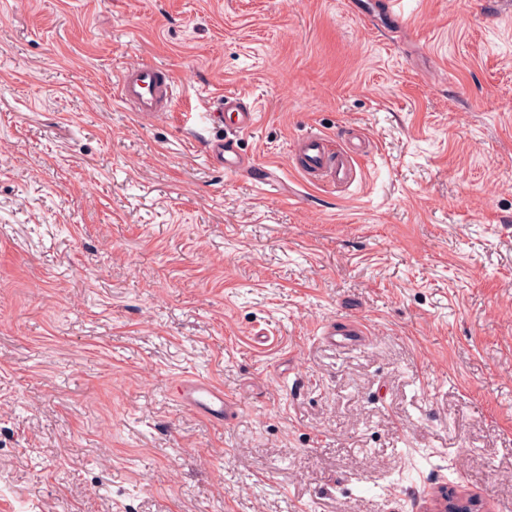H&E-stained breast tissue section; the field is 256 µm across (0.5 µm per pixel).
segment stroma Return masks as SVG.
I'll return each mask as SVG.
<instances>
[{"label":"stroma","mask_w":512,"mask_h":512,"mask_svg":"<svg viewBox=\"0 0 512 512\" xmlns=\"http://www.w3.org/2000/svg\"><path fill=\"white\" fill-rule=\"evenodd\" d=\"M400 7L0 0V512H512V0ZM146 61L152 118L118 100ZM348 127L352 184L294 170ZM368 1L369 0H349L347 3L351 11L361 16L367 25L374 26L375 24H378L376 16L377 13L373 9L372 3ZM397 1L398 0H385L382 6V11H378L377 15L380 17L382 13L389 19L395 20L397 23L403 22L402 18L397 15L395 11ZM120 99L141 117L166 111L173 99V81L162 66L146 62L122 71L118 78ZM211 115L213 121L218 120L221 123L224 116L229 115L233 117V122L229 127L224 125V137L215 138L205 146L209 158L224 166L226 172L241 171L244 169V160L238 151L237 136L240 132L255 126L257 112L242 96L225 93L218 100L216 109ZM320 336L334 345L350 346L365 340L368 331L360 323L340 321L322 326ZM172 391L185 406L213 422H226L237 411L224 391L207 380H182L173 385Z\"/></svg>","instance_id":"35a3bbf8"}]
</instances>
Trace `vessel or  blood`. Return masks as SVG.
Segmentation results:
<instances>
[{"mask_svg":"<svg viewBox=\"0 0 512 512\" xmlns=\"http://www.w3.org/2000/svg\"><path fill=\"white\" fill-rule=\"evenodd\" d=\"M397 0H385L381 10H374L370 0H348L352 12L361 16L367 25H375L378 15L396 19ZM120 99L139 116L150 117L166 111L173 99V81L162 66L146 62L136 68L121 72L118 78ZM216 110L220 115L232 117L221 137L210 141L206 151L211 160L219 162L226 172L235 173L244 167L238 151L237 136L251 129L257 122L254 108L242 96L227 93L222 96ZM328 136L311 132L293 145L292 159L295 169L309 176L332 184L343 185L356 177L358 158L366 156L370 142L358 129L346 131L337 147H330ZM321 336L339 346H350L365 340L366 328L356 322H332L322 326ZM172 391L176 398L198 414L214 422H226L237 411L236 404L207 380H182Z\"/></svg>","mask_w":512,"mask_h":512,"instance_id":"b4317fda","label":"vessel or blood"}]
</instances>
